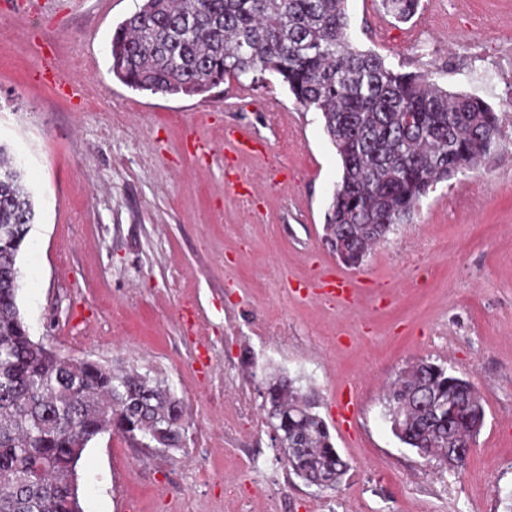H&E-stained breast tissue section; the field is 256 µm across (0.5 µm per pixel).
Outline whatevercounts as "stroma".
Wrapping results in <instances>:
<instances>
[{"mask_svg": "<svg viewBox=\"0 0 512 512\" xmlns=\"http://www.w3.org/2000/svg\"><path fill=\"white\" fill-rule=\"evenodd\" d=\"M141 0H0V143L20 159L36 218L19 257L18 305L34 341L115 370L148 371L186 405L184 451L165 455L108 432L78 464L85 512H228L233 481L251 512H506L512 503V0H421L405 23L380 0H348L349 35L397 70L481 97L502 146L479 170L438 183L357 268L326 246L342 175L320 113L281 80L230 79L211 92H137L111 72L112 30ZM82 94L59 95L47 65ZM124 112L127 125L112 115ZM237 126L268 139L237 156L243 199L220 161L187 139ZM289 132L293 147L282 150ZM280 165L278 187L265 169ZM346 277L350 303L316 293ZM196 314L207 325L189 332ZM283 323L263 337L267 320ZM427 358L470 380L485 423L462 472L425 463L392 433L384 388ZM296 378L350 468L321 493L285 466L267 427L225 432L235 395L260 408L268 374ZM352 401L355 420L338 416ZM264 463L255 472L249 460Z\"/></svg>", "mask_w": 512, "mask_h": 512, "instance_id": "1", "label": "stroma"}]
</instances>
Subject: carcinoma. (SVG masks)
Returning a JSON list of instances; mask_svg holds the SVG:
<instances>
[{"label": "carcinoma", "mask_w": 512, "mask_h": 512, "mask_svg": "<svg viewBox=\"0 0 512 512\" xmlns=\"http://www.w3.org/2000/svg\"><path fill=\"white\" fill-rule=\"evenodd\" d=\"M399 22L420 0H381ZM347 0H142L111 40L112 76L128 88L202 95L225 80L276 74L305 110L319 112L341 159L326 239L341 237L346 265L410 218L436 184L475 169L501 144V121L480 97L450 92L418 72L391 68L349 36ZM31 191L0 144V512H84L77 483L83 452L114 431L178 451L185 407L148 373L71 360L35 342L18 306L17 259L34 222ZM383 394L394 435L424 460L448 467V449L473 446L485 420L472 384L422 359ZM268 427L285 465L335 491L349 464L314 402L286 375L266 379Z\"/></svg>", "instance_id": "carcinoma-1"}]
</instances>
